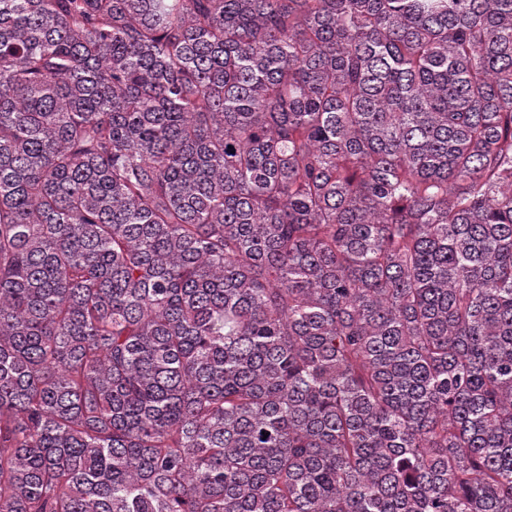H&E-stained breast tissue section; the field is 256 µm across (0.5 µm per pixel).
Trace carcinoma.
<instances>
[{"label": "carcinoma", "instance_id": "carcinoma-1", "mask_svg": "<svg viewBox=\"0 0 512 512\" xmlns=\"http://www.w3.org/2000/svg\"><path fill=\"white\" fill-rule=\"evenodd\" d=\"M0 512H512V0H0Z\"/></svg>", "mask_w": 512, "mask_h": 512}]
</instances>
